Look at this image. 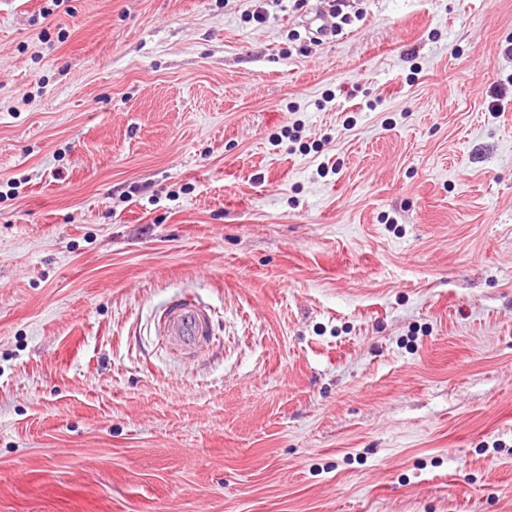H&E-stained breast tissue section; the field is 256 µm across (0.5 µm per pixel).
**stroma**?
Instances as JSON below:
<instances>
[{
  "label": "stroma",
  "mask_w": 512,
  "mask_h": 512,
  "mask_svg": "<svg viewBox=\"0 0 512 512\" xmlns=\"http://www.w3.org/2000/svg\"><path fill=\"white\" fill-rule=\"evenodd\" d=\"M327 3L0 0V512H512V0ZM206 309L185 298H175L159 316L157 329L172 346L185 354L199 351L211 335Z\"/></svg>",
  "instance_id": "obj_1"
}]
</instances>
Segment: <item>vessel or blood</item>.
<instances>
[{
    "label": "vessel or blood",
    "instance_id": "obj_1",
    "mask_svg": "<svg viewBox=\"0 0 512 512\" xmlns=\"http://www.w3.org/2000/svg\"><path fill=\"white\" fill-rule=\"evenodd\" d=\"M157 329L159 335L177 350L192 354L209 340L210 317L207 310L195 302L176 298L169 301L160 314Z\"/></svg>",
    "mask_w": 512,
    "mask_h": 512
}]
</instances>
